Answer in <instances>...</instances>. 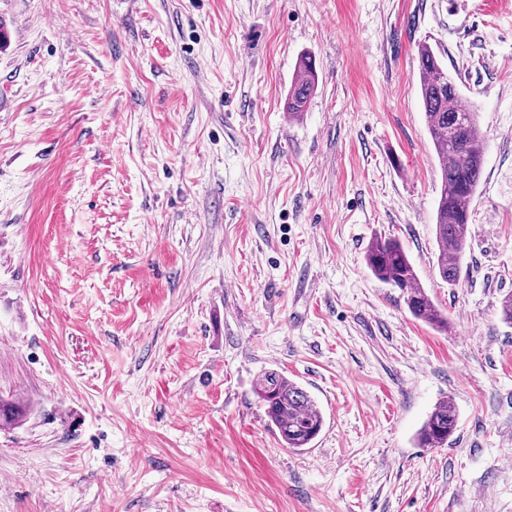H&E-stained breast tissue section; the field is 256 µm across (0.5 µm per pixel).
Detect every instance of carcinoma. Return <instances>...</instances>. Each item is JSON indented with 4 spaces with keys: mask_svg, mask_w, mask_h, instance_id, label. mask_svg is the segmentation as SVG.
Returning <instances> with one entry per match:
<instances>
[{
    "mask_svg": "<svg viewBox=\"0 0 512 512\" xmlns=\"http://www.w3.org/2000/svg\"><path fill=\"white\" fill-rule=\"evenodd\" d=\"M420 98L428 133L440 163L441 187L435 213L437 268L450 286L460 281L461 260L470 235V208L479 185L484 151L477 137V113L452 84L448 68L428 45L418 47ZM315 88L312 59H300L294 84L288 91V112L305 111ZM367 266L381 283L401 290L410 313L437 329L448 328V318L421 285L413 263L394 238L375 239L366 252ZM255 394L284 446L301 451L320 433L324 417L314 399L298 383L276 370L259 378ZM454 404L438 402L418 429L420 448H439L454 434Z\"/></svg>",
    "mask_w": 512,
    "mask_h": 512,
    "instance_id": "obj_1",
    "label": "carcinoma"
}]
</instances>
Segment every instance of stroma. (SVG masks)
<instances>
[{
  "label": "stroma",
  "mask_w": 512,
  "mask_h": 512,
  "mask_svg": "<svg viewBox=\"0 0 512 512\" xmlns=\"http://www.w3.org/2000/svg\"><path fill=\"white\" fill-rule=\"evenodd\" d=\"M0 31V512H512V0H0ZM422 43L485 146L454 287ZM270 369L323 413L306 450ZM315 88V67L311 57L300 59L294 84L288 91V112L293 115L304 112ZM367 266L381 283L399 288L410 313L437 329L448 328V318L421 285L413 263L397 239H375L366 252ZM255 394L286 448H308L320 433L324 417L314 399L298 383L277 370L265 371ZM457 425L454 404L444 399L438 402L418 429L415 439L420 448H439L448 443Z\"/></svg>",
  "instance_id": "1"
}]
</instances>
